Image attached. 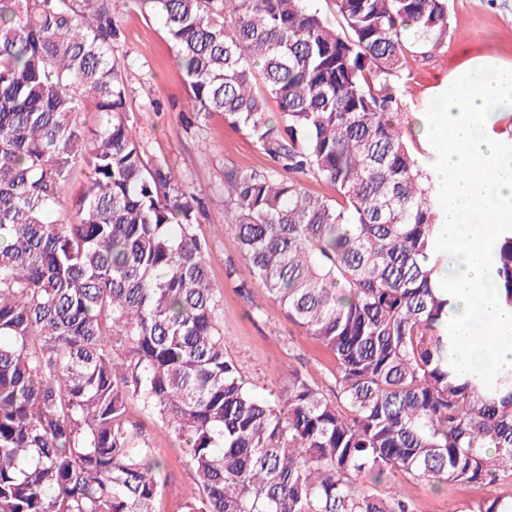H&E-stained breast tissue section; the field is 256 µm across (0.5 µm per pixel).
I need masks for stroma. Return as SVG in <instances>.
Wrapping results in <instances>:
<instances>
[{"label": "stroma", "instance_id": "obj_1", "mask_svg": "<svg viewBox=\"0 0 512 512\" xmlns=\"http://www.w3.org/2000/svg\"><path fill=\"white\" fill-rule=\"evenodd\" d=\"M112 10L124 34L117 53L131 63L127 106L132 131L146 155L167 160L204 203L195 230L208 243L210 278L223 293L219 322L226 354L239 363L249 386L262 394L286 386L297 371L327 386L335 369L332 355L305 336L263 288L239 294L227 275L229 266H242L244 260L233 227L224 223V171L266 167V156L245 131L231 127L218 113L184 131L181 115L188 110V95L162 25L142 16L138 0H112ZM485 55L512 67V0H449L444 46L409 58L397 77L401 113L425 115L431 100ZM128 417L165 462L157 512H183L197 484L174 435L137 402H130ZM405 489L419 512H463L477 497L470 489L438 490L420 480L407 481Z\"/></svg>", "mask_w": 512, "mask_h": 512}]
</instances>
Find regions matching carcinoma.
Listing matches in <instances>:
<instances>
[{"label":"carcinoma","mask_w":512,"mask_h":512,"mask_svg":"<svg viewBox=\"0 0 512 512\" xmlns=\"http://www.w3.org/2000/svg\"><path fill=\"white\" fill-rule=\"evenodd\" d=\"M139 3L191 111L272 162L224 171L244 254L228 275L333 354L331 393L297 372L260 396L224 352L201 201L132 135L112 0H0V512H155L163 463L131 400L183 444L184 512H418L405 480L512 486V377L449 364L451 258L400 122L395 77L444 46L448 0H335L338 28L308 0ZM493 265L512 305V231Z\"/></svg>","instance_id":"cac0c4a2"}]
</instances>
